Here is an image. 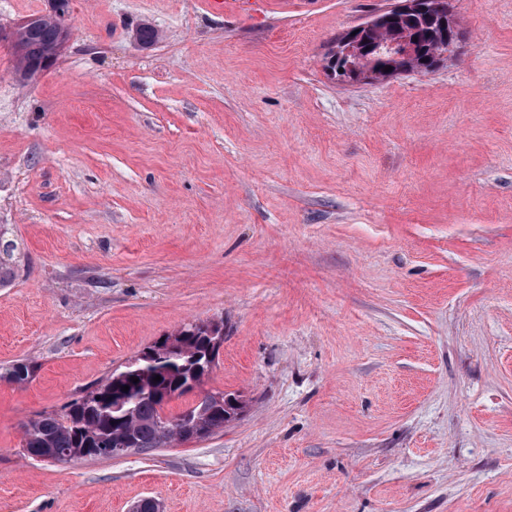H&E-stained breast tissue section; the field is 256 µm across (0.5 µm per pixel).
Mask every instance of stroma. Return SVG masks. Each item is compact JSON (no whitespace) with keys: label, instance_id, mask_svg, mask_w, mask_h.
I'll return each instance as SVG.
<instances>
[{"label":"stroma","instance_id":"1","mask_svg":"<svg viewBox=\"0 0 512 512\" xmlns=\"http://www.w3.org/2000/svg\"><path fill=\"white\" fill-rule=\"evenodd\" d=\"M70 0L57 64L0 42V512H512V0H448L433 71L346 83L391 0ZM148 26L153 45L136 31ZM224 322L202 440L55 465L23 423ZM10 230L9 224H0V288L13 281L20 265V252L9 238Z\"/></svg>","mask_w":512,"mask_h":512}]
</instances>
